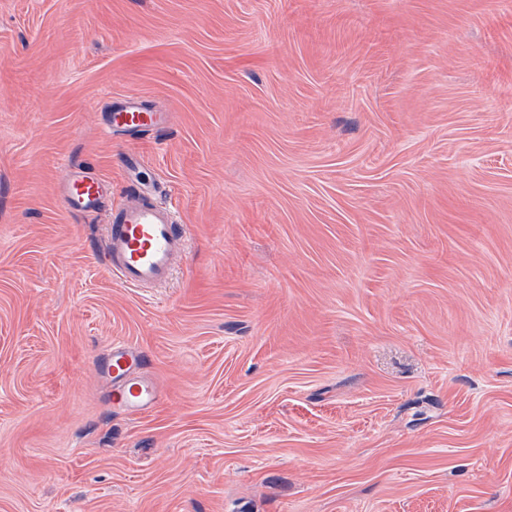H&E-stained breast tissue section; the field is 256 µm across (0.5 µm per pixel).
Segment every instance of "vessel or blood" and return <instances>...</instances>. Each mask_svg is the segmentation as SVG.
Instances as JSON below:
<instances>
[{
    "mask_svg": "<svg viewBox=\"0 0 512 512\" xmlns=\"http://www.w3.org/2000/svg\"><path fill=\"white\" fill-rule=\"evenodd\" d=\"M107 121L109 126L139 135L160 126L163 115L128 104L109 111ZM106 194L104 182L86 172L65 174L61 181V198L73 212H99ZM185 247V234L177 228L171 210L132 185L125 190L124 202L109 215L101 256L123 284L144 288L165 282ZM141 366L142 358L133 348L112 347L103 372L112 383L113 404L140 412L155 403L157 393L140 375Z\"/></svg>",
    "mask_w": 512,
    "mask_h": 512,
    "instance_id": "obj_1",
    "label": "vessel or blood"
}]
</instances>
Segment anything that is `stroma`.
<instances>
[{
    "label": "stroma",
    "mask_w": 512,
    "mask_h": 512,
    "mask_svg": "<svg viewBox=\"0 0 512 512\" xmlns=\"http://www.w3.org/2000/svg\"><path fill=\"white\" fill-rule=\"evenodd\" d=\"M0 512H512V0H0ZM108 125L128 134L139 135L151 131L163 122L162 112L144 110L140 106L128 103L118 109L107 112ZM106 194L104 182L87 172L66 173L61 181L62 201L73 212H99ZM186 247L171 210L142 187L129 185L124 202L109 215L101 256L123 284L153 287L168 278ZM142 362L139 353L128 345L116 344L111 348L102 370L112 383L113 405L141 412L156 402V390L139 375Z\"/></svg>",
    "instance_id": "35a3bbf8"
}]
</instances>
